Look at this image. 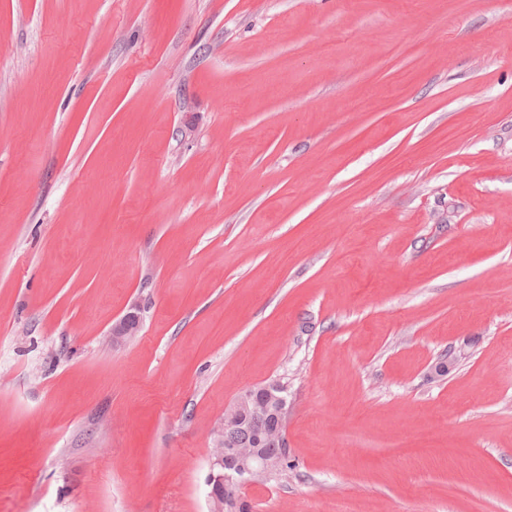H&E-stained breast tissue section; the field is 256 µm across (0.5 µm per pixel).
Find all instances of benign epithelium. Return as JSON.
Wrapping results in <instances>:
<instances>
[{"label":"benign epithelium","mask_w":512,"mask_h":512,"mask_svg":"<svg viewBox=\"0 0 512 512\" xmlns=\"http://www.w3.org/2000/svg\"><path fill=\"white\" fill-rule=\"evenodd\" d=\"M143 308L139 302H133L127 312L113 325L110 336L116 345L123 344L135 336L142 324ZM288 399L286 388L279 384H268L262 387L245 389L235 403L224 412V418L213 430L214 443L219 445L224 437L246 424H254L266 416L276 413L288 415ZM280 460L270 455H260L254 448H233L222 453L209 462L212 486L209 501L213 512H223L224 497L216 488L224 483H244L262 473L279 468Z\"/></svg>","instance_id":"7a95c632"}]
</instances>
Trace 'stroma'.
<instances>
[{"label":"stroma","mask_w":512,"mask_h":512,"mask_svg":"<svg viewBox=\"0 0 512 512\" xmlns=\"http://www.w3.org/2000/svg\"><path fill=\"white\" fill-rule=\"evenodd\" d=\"M273 381L251 512H512V0H0V512H209ZM143 308L138 301L133 302L127 312L113 325L109 336L116 345L123 344L139 332L142 324ZM285 393L286 388L279 384L245 389L235 403L224 412V418L213 430L214 443L221 445L228 433L242 428L246 424L257 423L270 414L276 413L287 418L289 407ZM259 394L266 395L264 401L251 407L254 400L258 399ZM284 424V420L270 417L263 428L255 426L242 428L228 437L227 447L223 448H232L230 452L210 458L209 471L211 478L209 488L212 486V489L208 498L212 504L211 511H250L248 502L236 495L238 484L280 467L278 458H273L270 455H260L255 448H260L265 454H280L283 463L281 470L288 468L287 448H264L260 445L261 433L264 429H277L280 425L284 428ZM224 481L232 485L226 486ZM218 486H224V497L216 491ZM224 499H226L225 506Z\"/></svg>","instance_id":"1"}]
</instances>
